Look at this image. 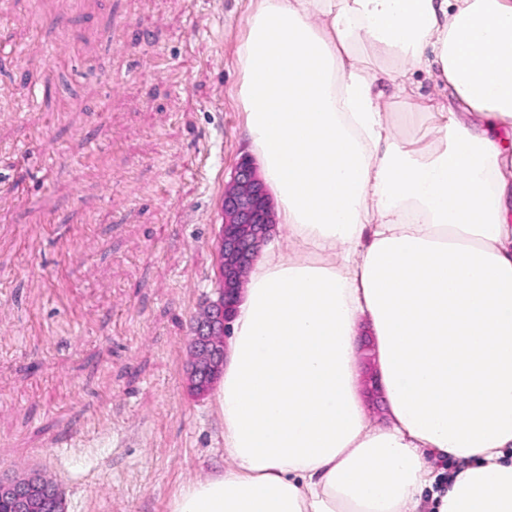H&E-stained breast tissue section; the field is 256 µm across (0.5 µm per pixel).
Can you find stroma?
Instances as JSON below:
<instances>
[{"label": "stroma", "instance_id": "stroma-1", "mask_svg": "<svg viewBox=\"0 0 512 512\" xmlns=\"http://www.w3.org/2000/svg\"><path fill=\"white\" fill-rule=\"evenodd\" d=\"M255 7L0 9V474L57 481L67 512H168L184 481L233 465L189 342L217 286L219 197L252 151L237 50ZM63 37L67 57L42 54ZM378 89L405 140L435 125L420 98L468 118L428 71Z\"/></svg>", "mask_w": 512, "mask_h": 512}]
</instances>
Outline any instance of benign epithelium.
Returning a JSON list of instances; mask_svg holds the SVG:
<instances>
[{"instance_id": "1", "label": "benign epithelium", "mask_w": 512, "mask_h": 512, "mask_svg": "<svg viewBox=\"0 0 512 512\" xmlns=\"http://www.w3.org/2000/svg\"><path fill=\"white\" fill-rule=\"evenodd\" d=\"M233 190L224 194V224L220 225L219 288L217 299L195 317L191 337V387L201 394L217 378L224 358V338L231 334L238 291V275L251 268L256 244L267 240L273 224L268 191L254 171L252 158L241 157L233 175ZM37 476L26 481L0 478V504L9 501L7 512H28Z\"/></svg>"}]
</instances>
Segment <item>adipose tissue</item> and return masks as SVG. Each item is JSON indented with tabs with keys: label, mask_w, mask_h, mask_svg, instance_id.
<instances>
[{
	"label": "adipose tissue",
	"mask_w": 512,
	"mask_h": 512,
	"mask_svg": "<svg viewBox=\"0 0 512 512\" xmlns=\"http://www.w3.org/2000/svg\"><path fill=\"white\" fill-rule=\"evenodd\" d=\"M366 44L393 67L363 65ZM239 57L280 221L316 258L256 255L214 398L233 466L169 512H512L511 158L483 130L512 127V0H259ZM410 68L478 124L442 123L428 149L391 136L376 82ZM364 326L382 426L363 414Z\"/></svg>",
	"instance_id": "adipose-tissue-1"
}]
</instances>
